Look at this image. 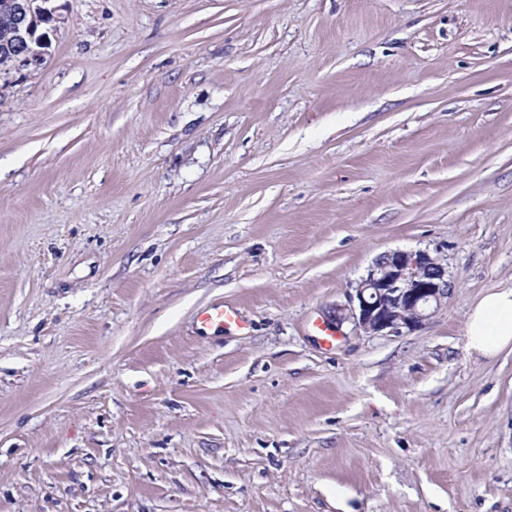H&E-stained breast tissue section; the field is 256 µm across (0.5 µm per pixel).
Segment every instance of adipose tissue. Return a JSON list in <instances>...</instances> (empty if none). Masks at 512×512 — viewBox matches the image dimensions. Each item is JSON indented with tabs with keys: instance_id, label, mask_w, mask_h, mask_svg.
I'll return each mask as SVG.
<instances>
[{
	"instance_id": "obj_1",
	"label": "adipose tissue",
	"mask_w": 512,
	"mask_h": 512,
	"mask_svg": "<svg viewBox=\"0 0 512 512\" xmlns=\"http://www.w3.org/2000/svg\"><path fill=\"white\" fill-rule=\"evenodd\" d=\"M464 336L473 357L492 359L512 351V284L490 288L472 303Z\"/></svg>"
}]
</instances>
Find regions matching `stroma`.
<instances>
[{
    "label": "stroma",
    "instance_id": "obj_1",
    "mask_svg": "<svg viewBox=\"0 0 512 512\" xmlns=\"http://www.w3.org/2000/svg\"><path fill=\"white\" fill-rule=\"evenodd\" d=\"M49 7L0 74V512H512V353L464 338L512 282V0ZM418 249L448 304L325 347ZM238 321V313L224 307V304L209 307L201 316V324L204 327L213 324L224 326V324H233Z\"/></svg>",
    "mask_w": 512,
    "mask_h": 512
}]
</instances>
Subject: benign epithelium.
Masks as SVG:
<instances>
[{
  "mask_svg": "<svg viewBox=\"0 0 512 512\" xmlns=\"http://www.w3.org/2000/svg\"><path fill=\"white\" fill-rule=\"evenodd\" d=\"M48 2L0 0V19L11 32L10 40L0 45V58L13 67L37 66L44 59L48 39L37 35V29L54 20ZM453 290L446 265L428 251H387L372 261L347 303L326 315L327 324L339 329L349 322L365 334L400 336L422 326L448 303Z\"/></svg>",
  "mask_w": 512,
  "mask_h": 512,
  "instance_id": "benign-epithelium-1",
  "label": "benign epithelium"
}]
</instances>
